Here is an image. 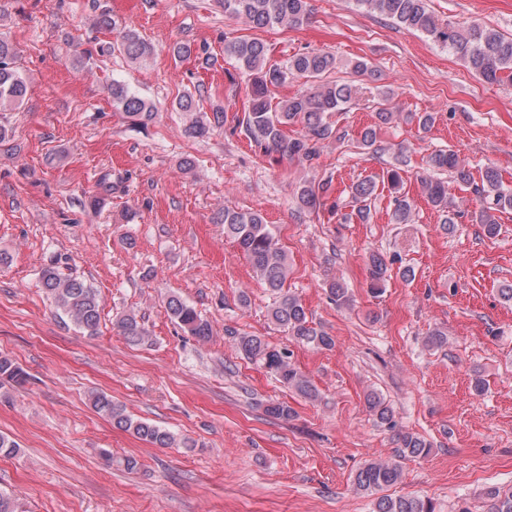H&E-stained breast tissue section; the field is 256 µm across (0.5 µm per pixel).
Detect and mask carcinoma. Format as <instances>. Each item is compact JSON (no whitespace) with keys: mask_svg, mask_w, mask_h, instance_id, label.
Segmentation results:
<instances>
[{"mask_svg":"<svg viewBox=\"0 0 512 512\" xmlns=\"http://www.w3.org/2000/svg\"><path fill=\"white\" fill-rule=\"evenodd\" d=\"M361 8L378 14L407 30L420 32L448 50L462 61L478 78L490 84L512 82V35L505 36L499 31L480 22L460 26L452 22L442 23L429 8L428 0H356ZM224 12L241 20L252 30L267 28H298L310 20V0H222ZM124 56L139 63L154 53L153 45L134 30H126L118 45ZM174 58L179 61L193 60L202 69H209L214 58L206 51H198L188 42L175 44L171 48ZM224 54L235 59L240 72L248 82L247 107L239 124L255 148L277 164L298 161L313 163L320 153L322 144L333 130L326 122L331 112H341L357 94L352 83L325 82L323 77L336 69V57L328 52L311 50L297 53L280 65L270 61L268 46L255 37H238L224 43ZM18 53L15 46L0 38V107L19 104L27 92V85L17 65ZM290 79L312 82L308 89L277 104H272L274 92ZM113 106L134 123L144 124L152 120L154 108L151 103L132 91L126 84L114 80L110 86ZM177 109L190 115L185 132L192 138H204L211 130L224 126V107L212 111V118L204 121L191 116L194 101L184 96L177 102ZM399 113L383 108L376 112V122L363 128L360 142L366 148L377 142L378 129L394 123ZM300 126L295 136L288 134V127ZM406 160L396 158V163L375 178L368 176L349 186L354 208L352 214L362 223L369 220L372 204L378 198V188L386 184L393 193V209L390 223L408 224L413 221L415 205L404 191L401 176ZM429 174L420 178L422 192L428 202L442 213V223L453 227L461 212L454 209L448 182L439 174L448 172L468 183L470 173L465 169L459 156L447 149L431 152L427 160ZM474 193L483 201L475 213V221L484 228L486 237L492 238L499 232V213L512 210V191L505 188L497 168L485 167L481 181L474 186ZM332 182L329 180L305 181L297 190L298 206L309 212L328 209L333 212L338 204L330 201ZM222 223L224 235L233 240L245 255L255 275L273 296L268 317L285 335L288 341L298 345L330 350L335 346L334 337L315 326L302 301L285 288L288 281V254L266 224L263 215L257 211L224 208ZM368 288L370 293L382 292L388 273L385 256L371 251L366 258ZM41 286L51 299L60 317L66 318L79 332L94 336L98 333L101 320L99 293L90 283L65 277L54 268L42 271ZM330 299L338 307H350L351 295L343 283L332 280L328 284ZM168 316L182 330L200 342H208L213 336L212 324L201 316L194 306L177 294H170L165 301ZM121 336L131 345H142L149 341L143 323L134 313L121 315L115 322ZM224 335L234 341L237 351L246 359L258 362L278 382L299 396L316 401L320 392L311 378L293 362L287 349H277L260 336L224 329ZM448 344V334L441 328L432 329L424 338V345L439 349ZM27 381L26 373L19 364L6 355H0V386H20ZM93 410L108 420L112 427L127 432L136 438L158 447H172L178 443L189 444L187 439L177 440L176 436L155 424L134 417L125 405L112 399L104 391L89 393ZM365 407L375 423L387 429L394 428L393 409L378 392L371 391L365 398ZM268 416L289 421L295 416L294 409L286 402H271L266 405ZM397 455L392 459H369L353 476L355 489L374 497L375 512H435L431 500L419 496L393 495L387 490L403 480L402 461L407 458L421 459L430 454V443L415 432L396 433ZM100 456L106 465L116 462L127 471L138 468L139 462L133 456L115 458L112 451L103 449ZM486 512H512V487H490L485 492Z\"/></svg>","mask_w":512,"mask_h":512,"instance_id":"carcinoma-1","label":"carcinoma"}]
</instances>
